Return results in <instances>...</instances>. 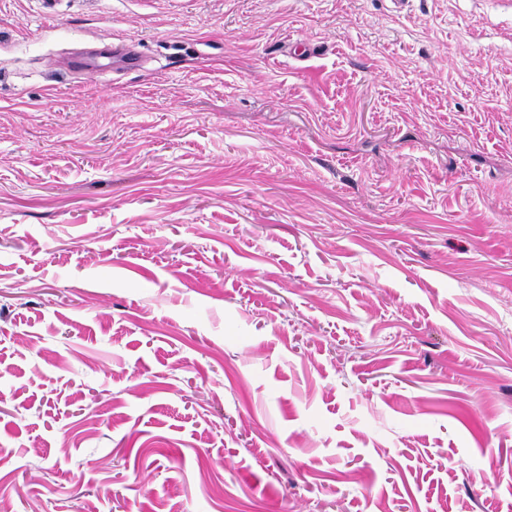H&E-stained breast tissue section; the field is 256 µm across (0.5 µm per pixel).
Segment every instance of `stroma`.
<instances>
[{
  "mask_svg": "<svg viewBox=\"0 0 512 512\" xmlns=\"http://www.w3.org/2000/svg\"><path fill=\"white\" fill-rule=\"evenodd\" d=\"M0 503L512 512V10L0 0ZM130 59V52L125 46H113L112 50L106 51L99 56L92 58L86 65L87 74H100L111 71L117 62Z\"/></svg>",
  "mask_w": 512,
  "mask_h": 512,
  "instance_id": "obj_1",
  "label": "stroma"
}]
</instances>
